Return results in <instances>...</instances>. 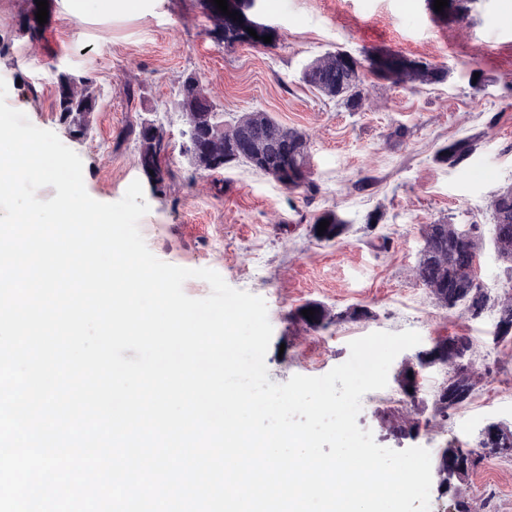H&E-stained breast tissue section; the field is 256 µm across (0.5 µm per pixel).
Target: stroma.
<instances>
[{"label": "stroma", "mask_w": 512, "mask_h": 512, "mask_svg": "<svg viewBox=\"0 0 512 512\" xmlns=\"http://www.w3.org/2000/svg\"><path fill=\"white\" fill-rule=\"evenodd\" d=\"M20 0H0V78L7 102L38 128L60 132L56 76L91 77L99 108L87 138L64 137L83 162L88 194L119 201L133 180H145L129 124L156 119L171 147L163 165L172 172L165 194L145 188L148 213L139 230L158 259L180 267L210 268L233 288L262 297L273 335L265 363L270 381L321 376L350 356V341L375 331L420 333L419 347L401 352L385 389L364 395L357 419L377 444L416 445L439 457L448 443H473L486 425L512 426V342L495 338L496 310L507 272L492 246H483L480 279L487 310L470 319L438 306L414 268L425 225L487 226L490 202L512 184V0H478L469 18L446 25L425 0H278L261 18L280 35L276 47L227 49L207 34L211 23L197 0H53L46 38L18 33ZM343 49L365 57L398 51L439 67L451 78L436 85H395L366 76V101L356 112L303 84L313 58ZM481 70L482 87L468 80ZM205 85L225 123L242 113L268 112L310 138L313 200L239 162L219 171L194 168L180 145L185 119L177 85L186 75ZM137 87L135 99L127 86ZM477 139L459 166L436 162L437 150L464 136ZM333 209L349 221L339 243L317 240L310 227ZM318 302L330 312L352 305L368 318L314 331L290 312ZM472 341L479 377L471 401L433 417L404 400L398 373L441 336ZM399 410L420 421L415 441L396 440L379 413ZM471 512H512V457L486 458L459 484Z\"/></svg>", "instance_id": "1"}]
</instances>
